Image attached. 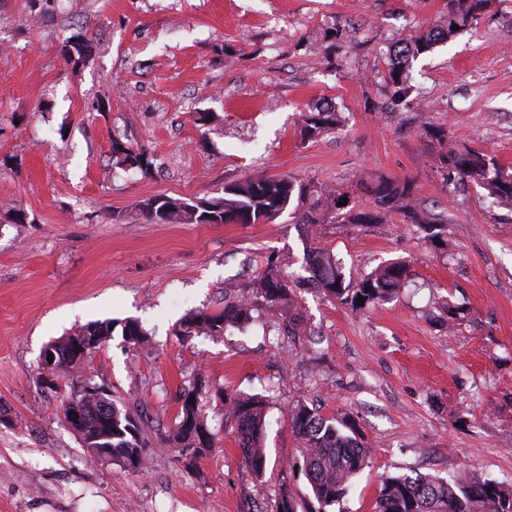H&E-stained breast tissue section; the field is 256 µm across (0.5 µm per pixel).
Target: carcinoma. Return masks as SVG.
<instances>
[{"label":"carcinoma","mask_w":512,"mask_h":512,"mask_svg":"<svg viewBox=\"0 0 512 512\" xmlns=\"http://www.w3.org/2000/svg\"><path fill=\"white\" fill-rule=\"evenodd\" d=\"M489 0H448V19L445 25L427 34L412 36L402 46L401 58L392 64L389 84L393 96L403 101L408 95V71L412 60L433 46L476 23L486 11ZM458 29H452V26ZM304 133L315 137L334 129L339 117L334 107L325 104L316 112L304 117ZM113 151L122 165L146 170L148 155L143 149H134L116 139ZM448 174L469 179L483 188L497 201L512 204V172L502 167L485 152L465 148L448 149L443 157ZM374 208L348 212L345 220L350 224H375L383 211H403L410 223L419 224L428 239L437 245L445 243L442 229L433 217L417 211L410 204L411 188L408 182L382 179L368 188ZM345 194L336 189L316 184L302 185L288 176L269 178L252 177L224 185V194L202 199L197 206L189 199L154 197L142 202L141 213L160 224H259L284 211L291 203L307 205L300 215L302 224H323L326 216L340 210L338 203ZM308 271L312 281L322 290L336 297L341 303L359 308L357 299L374 304L394 295L408 284L409 270L403 264H386L375 268L353 283L346 280L341 263L327 250H314L308 255ZM286 278L274 267L269 268L258 280L254 289L255 299L269 306H277L288 313V324L297 321V302ZM249 301L230 303L218 313L199 311L185 318L175 328L177 336H222L231 327L242 328L253 317ZM121 327L122 338L133 337L131 343L145 339L139 322L126 319L121 322L90 323L69 336L54 342L60 360V375L75 377L79 369L70 365L67 352L70 343L81 336L98 335L110 340L114 327ZM107 401L90 397L84 406L82 428L76 435L95 456L93 437H108L105 444L112 448V462L119 465L145 462L146 442L137 422L129 413L112 403V420H107ZM237 432V443L242 462L260 478L266 470V455L262 446L267 424V401L259 395H238L228 408ZM289 426L300 445L301 469L307 478L311 493L318 503L315 512H329L347 491L352 479L370 459V449L350 435L352 425L345 419L326 417L307 404H296L290 410ZM214 436L199 408L183 404L165 441L178 449L185 462H195L214 449V443L202 447L201 434ZM275 512H298V502L286 487L277 497ZM374 512H512V485H506L479 475L464 472L446 480L416 472L411 475L383 476L374 504Z\"/></svg>","instance_id":"carcinoma-1"}]
</instances>
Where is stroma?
I'll use <instances>...</instances> for the list:
<instances>
[{"instance_id": "obj_1", "label": "stroma", "mask_w": 512, "mask_h": 512, "mask_svg": "<svg viewBox=\"0 0 512 512\" xmlns=\"http://www.w3.org/2000/svg\"><path fill=\"white\" fill-rule=\"evenodd\" d=\"M448 0H0V512H273L288 486L306 512L288 423L299 401L354 420L372 462L342 512H374L385 475L474 472L512 484V206L449 177V146L512 167V0L412 63L394 104L389 49L443 26ZM87 42L67 60L69 38ZM331 102L336 130L302 115ZM143 146L148 171L117 165L112 139ZM288 176L371 209L368 185H412L446 249L400 211L377 224L294 209L259 224H155L145 199L222 195ZM25 223L11 220L14 211ZM359 277L410 267L390 301L360 309L309 281L311 250ZM296 276L301 321L277 308L224 336L182 338L186 314L251 297L269 265ZM132 318L81 373L107 387L148 439L141 471L89 456L68 428L71 382L47 388L39 356L86 324ZM203 378L214 450L185 467L164 440L181 393ZM269 398L267 466L244 465L225 398Z\"/></svg>"}]
</instances>
